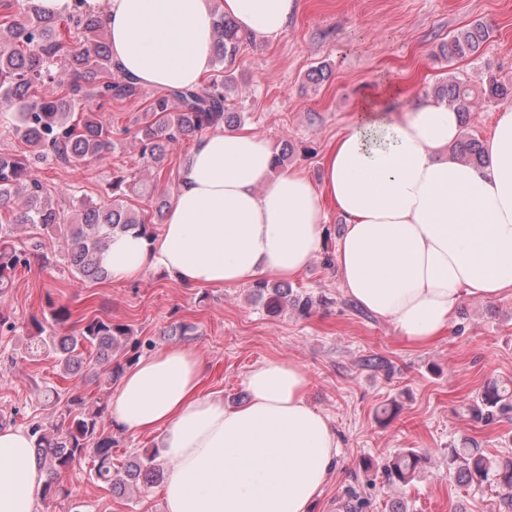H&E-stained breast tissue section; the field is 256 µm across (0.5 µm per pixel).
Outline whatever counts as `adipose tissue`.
<instances>
[{"label": "adipose tissue", "mask_w": 512, "mask_h": 512, "mask_svg": "<svg viewBox=\"0 0 512 512\" xmlns=\"http://www.w3.org/2000/svg\"><path fill=\"white\" fill-rule=\"evenodd\" d=\"M113 62L135 82L195 87L211 65L208 0H88ZM299 0H222L246 37L278 38ZM461 118L430 99L391 112L360 105L323 161L322 182L273 167L250 129L199 137L178 173L158 237L114 234L102 264L113 280L159 268L188 287L291 280L323 244L330 199L345 217L336 263L345 293L413 344L448 327L465 298L512 291V108L485 143L486 165L448 155ZM206 361L171 346L141 358L112 399L115 428L161 434L166 512H312L340 442L307 401L298 365L270 361L245 377L247 400L202 394ZM46 475L33 440L0 429V512H35Z\"/></svg>", "instance_id": "obj_1"}]
</instances>
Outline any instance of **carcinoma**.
Listing matches in <instances>:
<instances>
[{
	"label": "carcinoma",
	"instance_id": "1",
	"mask_svg": "<svg viewBox=\"0 0 512 512\" xmlns=\"http://www.w3.org/2000/svg\"><path fill=\"white\" fill-rule=\"evenodd\" d=\"M74 12L63 20L45 13L39 0H0V101L7 104L12 133L26 145L21 155L0 152V293L12 285V276L32 263L46 261V242L35 240L25 247L15 244L16 231L29 224L52 229L69 226L65 259L79 281L103 280L107 272L100 258L116 232L135 229L153 234L152 220L140 215L123 200L125 191L136 192L140 180L121 175L112 181V199L102 203L80 202L71 208L52 203L51 193L33 176V168L47 163L77 168L88 159L112 150V127L102 124L98 111L139 94L135 82L115 76L117 67L107 46V36L97 15L84 8L86 0H75ZM213 15L212 65L216 77L196 88H172L157 93L148 102L147 118L134 131L141 158L147 165L162 168L170 148L190 137L217 128H233L241 123L237 112L229 111L227 95L234 82V68L244 41L236 25L216 9ZM74 30L78 41L60 38L59 27ZM490 37L481 22L458 31L440 46L442 57L452 62L477 54ZM489 100L512 102V87L490 75L477 85L457 77L434 90L462 113L469 112L478 95ZM464 164H482L485 151L475 135H463L450 148ZM252 295L272 314L290 306L306 314L310 297L293 292L285 284L257 280ZM55 325L70 324L76 330L68 336L48 333L43 321L31 319L26 356L35 361L42 354L55 355L67 375L83 370L118 380L123 365L112 363V351L128 353L126 362L139 357L144 342L135 338L122 323L100 316H75L66 304L46 296ZM44 398L53 409L49 422L32 421L27 431L34 438L38 463L46 470L43 498L67 500L71 491L62 484V474L74 464L90 458V477L115 489L140 482L152 485L163 477L156 454L145 453L124 469L112 462L118 440L109 429V405L88 403L77 392L51 388ZM472 420L491 425L512 417V388L488 380L469 407ZM426 462L413 450L388 457L379 464L363 461L369 470L378 468L392 481L408 484ZM448 473L462 486L495 485L501 491L506 512H512V460L491 459L478 446L448 449Z\"/></svg>",
	"mask_w": 512,
	"mask_h": 512
}]
</instances>
